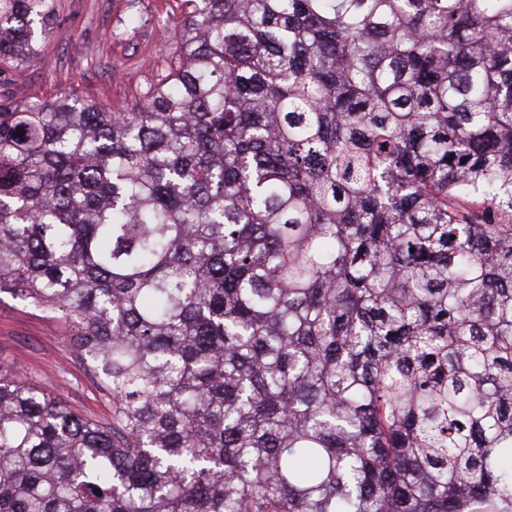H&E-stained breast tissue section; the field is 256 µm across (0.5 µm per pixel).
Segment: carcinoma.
<instances>
[{
  "label": "carcinoma",
  "mask_w": 512,
  "mask_h": 512,
  "mask_svg": "<svg viewBox=\"0 0 512 512\" xmlns=\"http://www.w3.org/2000/svg\"><path fill=\"white\" fill-rule=\"evenodd\" d=\"M186 2L133 108L0 99V293L112 395L0 375V512H512V0Z\"/></svg>",
  "instance_id": "carcinoma-1"
}]
</instances>
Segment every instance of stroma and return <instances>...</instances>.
<instances>
[{"instance_id":"obj_1","label":"stroma","mask_w":512,"mask_h":512,"mask_svg":"<svg viewBox=\"0 0 512 512\" xmlns=\"http://www.w3.org/2000/svg\"><path fill=\"white\" fill-rule=\"evenodd\" d=\"M187 11L184 0H59L39 55L21 75H0V94L31 100L74 95L124 111L169 65L162 33ZM133 13L141 22L131 30L125 20ZM13 372L93 422L112 419L104 376L80 358L66 326L1 293L0 374Z\"/></svg>"}]
</instances>
